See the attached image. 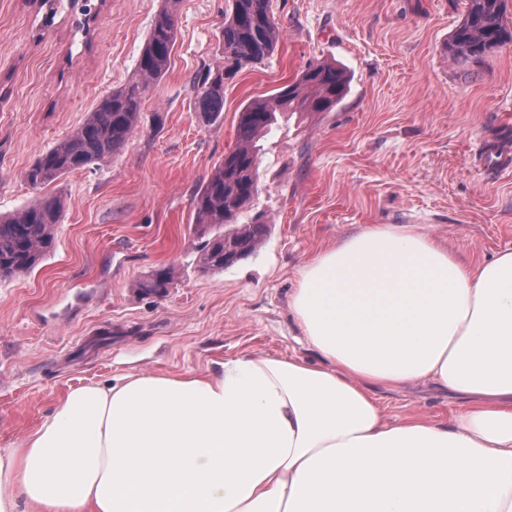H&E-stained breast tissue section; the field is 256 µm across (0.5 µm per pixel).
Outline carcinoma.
<instances>
[{
  "label": "carcinoma",
  "mask_w": 512,
  "mask_h": 512,
  "mask_svg": "<svg viewBox=\"0 0 512 512\" xmlns=\"http://www.w3.org/2000/svg\"><path fill=\"white\" fill-rule=\"evenodd\" d=\"M178 0H164L155 17L131 79L103 96L88 117L70 134L55 142L24 172L36 196L24 209L0 215V278L34 271L55 243L64 199L45 196L42 190L63 177L106 163L128 141L140 123L143 95L169 69L176 41L175 11ZM466 14L448 44L457 64H477L506 44H512V24L505 19L506 0H465ZM48 8L53 18L59 8L80 6L72 18V36L91 42L92 0H34ZM281 32L270 11V0H230L219 37L223 63L203 66L193 81L195 108L202 117L217 120L224 112V88L247 66L273 55ZM347 85L344 71L331 63L306 67L299 76L272 94L245 104L237 118L235 145L224 153L203 187L192 200L195 226L201 231L213 224L231 225L222 235L200 241L198 263L202 270L218 272L258 251L269 225L256 217L238 223L257 194L256 140L276 120L278 112H330L341 101ZM174 279L171 267H161L141 284L150 294L162 296Z\"/></svg>",
  "instance_id": "carcinoma-1"
}]
</instances>
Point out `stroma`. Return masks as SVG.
Here are the masks:
<instances>
[{
    "mask_svg": "<svg viewBox=\"0 0 512 512\" xmlns=\"http://www.w3.org/2000/svg\"><path fill=\"white\" fill-rule=\"evenodd\" d=\"M163 0H106L90 44L66 15L0 0V213L30 202L25 169L135 70ZM227 0H179L165 77L111 161L67 175L56 242L30 274L0 279V448L33 432L82 384L126 374L202 375L236 356L311 357L290 310L298 271L377 225H407L479 264L512 247V166L488 147L512 138V45L472 66L447 42L463 0H271L274 54L243 69L217 122L192 81L219 65ZM348 77L331 112H284L258 141L249 217L270 231L219 272L196 264L192 199L233 147L237 114L308 64ZM176 270L161 297L140 282ZM387 421L450 419L459 397L419 382L377 390Z\"/></svg>",
    "mask_w": 512,
    "mask_h": 512,
    "instance_id": "35a3bbf8",
    "label": "stroma"
}]
</instances>
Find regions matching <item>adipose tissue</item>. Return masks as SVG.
Masks as SVG:
<instances>
[{
	"label": "adipose tissue",
	"mask_w": 512,
	"mask_h": 512,
	"mask_svg": "<svg viewBox=\"0 0 512 512\" xmlns=\"http://www.w3.org/2000/svg\"><path fill=\"white\" fill-rule=\"evenodd\" d=\"M290 307L317 361L81 385L0 448V512H512V249L366 228ZM420 381L463 398L452 422L386 421L377 389Z\"/></svg>",
	"instance_id": "1"
}]
</instances>
